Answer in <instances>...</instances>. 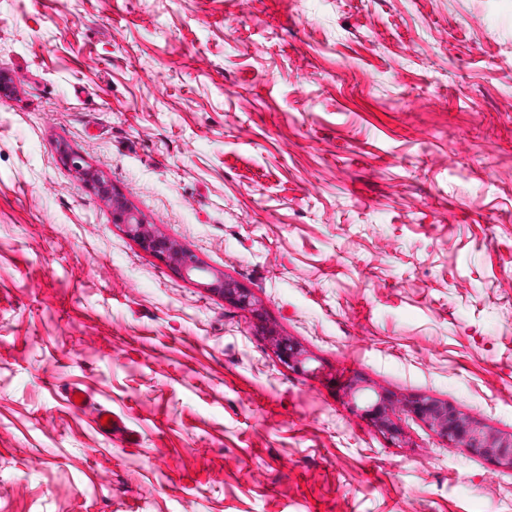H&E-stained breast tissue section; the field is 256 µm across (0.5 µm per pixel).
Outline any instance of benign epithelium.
<instances>
[{
  "label": "benign epithelium",
  "instance_id": "7a95c632",
  "mask_svg": "<svg viewBox=\"0 0 512 512\" xmlns=\"http://www.w3.org/2000/svg\"><path fill=\"white\" fill-rule=\"evenodd\" d=\"M63 160L71 167L82 171L87 182L100 192L112 196V221L124 225L130 237L136 239L143 247L164 256L167 262L178 266L187 278L204 271V267L193 254L157 236L150 225L128 209L119 197L112 195L111 187L98 175L85 169L79 156L65 152ZM204 287L224 295L225 299L240 308L252 305L251 296L246 290L236 287L222 277L204 284ZM278 357L283 364L294 370L303 369L304 360L301 359L300 350L289 342L283 341L279 344ZM391 410L392 403L387 397L380 395L367 405L364 413L380 431L392 439H397L400 436V428L389 418L388 412ZM404 410L434 429L448 447L460 448L471 455L488 459L512 470V433L507 435L489 431L465 417L454 407L432 398L417 399L405 405Z\"/></svg>",
  "mask_w": 512,
  "mask_h": 512
}]
</instances>
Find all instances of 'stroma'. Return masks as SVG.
<instances>
[{"instance_id": "1", "label": "stroma", "mask_w": 512, "mask_h": 512, "mask_svg": "<svg viewBox=\"0 0 512 512\" xmlns=\"http://www.w3.org/2000/svg\"><path fill=\"white\" fill-rule=\"evenodd\" d=\"M1 76L0 512H512L349 392L512 433V0H0ZM112 221L123 224L127 234L136 239L143 247L165 257L166 261L178 266L183 275L190 278L197 272L205 271L204 267L190 252L179 248L172 242L155 234L149 224L138 218L125 203L112 195ZM203 287L224 295L225 299L239 308L244 309L252 305L250 294L246 290L237 288L231 282L224 280V277H217L212 282L203 284ZM388 410L393 413L392 403L387 397L378 395V398L367 405L363 411L380 431L388 434L391 439H398L401 435L400 428L389 418Z\"/></svg>"}]
</instances>
